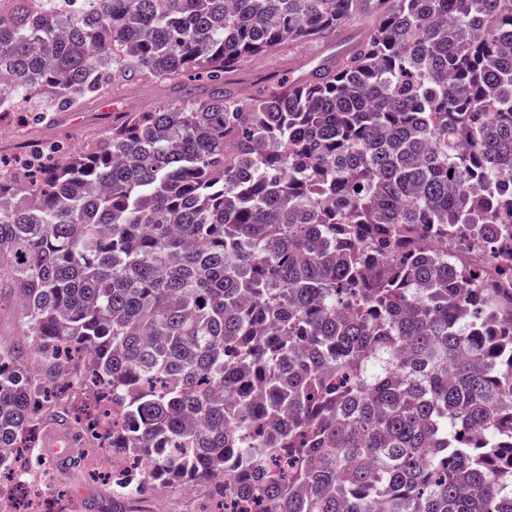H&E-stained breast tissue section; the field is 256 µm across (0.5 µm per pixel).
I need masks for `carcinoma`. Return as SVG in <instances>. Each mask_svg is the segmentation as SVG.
<instances>
[{
	"instance_id": "1",
	"label": "carcinoma",
	"mask_w": 512,
	"mask_h": 512,
	"mask_svg": "<svg viewBox=\"0 0 512 512\" xmlns=\"http://www.w3.org/2000/svg\"><path fill=\"white\" fill-rule=\"evenodd\" d=\"M84 2L0 0V117L212 93L0 167V498L20 435L92 446L106 399L112 512H512V289L461 260L512 237V0ZM358 14L335 67L227 90ZM20 321L13 307L9 292L0 293V336L13 335L17 332ZM128 506L130 512H205L213 505L205 488L175 484L150 490Z\"/></svg>"
}]
</instances>
